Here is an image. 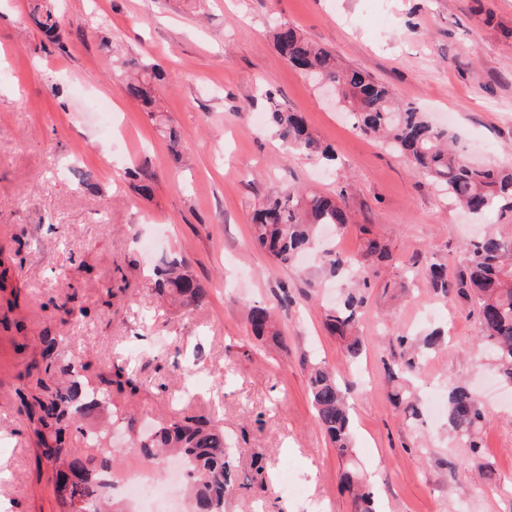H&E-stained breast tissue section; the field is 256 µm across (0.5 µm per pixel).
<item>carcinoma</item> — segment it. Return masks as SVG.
I'll list each match as a JSON object with an SVG mask.
<instances>
[{
  "instance_id": "obj_1",
  "label": "carcinoma",
  "mask_w": 512,
  "mask_h": 512,
  "mask_svg": "<svg viewBox=\"0 0 512 512\" xmlns=\"http://www.w3.org/2000/svg\"><path fill=\"white\" fill-rule=\"evenodd\" d=\"M27 15L43 33L48 43L64 49L60 40L61 18L57 0H27ZM277 49L294 68L314 80L336 84V90L352 108L354 125L366 135H380L393 151L411 161L415 169L437 184L448 200L475 215L495 212L502 224H512V165L488 167L468 162L456 149V137L448 129L434 125L419 108L396 103L387 86L370 73L357 68H341L333 54L302 38L294 28L280 25L273 32ZM166 74L157 65H141L125 79L127 97L148 112L151 119L160 112L157 98L159 85ZM271 106L268 119L274 134L286 145L306 156L332 162L335 150L323 144L310 131L305 117L290 111L267 93ZM332 224L339 231L349 226V216L337 200L312 191H298L283 197H270L254 213L253 239L276 263L290 265L297 255L312 248L319 225ZM391 257L388 244L378 237L364 239L355 256L334 249L323 252V270L336 277L345 272L356 274L354 287L342 303L326 310V329L343 341L351 358L360 355L363 336L359 330L361 310L367 294L377 287L378 263ZM434 291L443 297H460L473 306L478 325V340L487 350L498 376L512 385V236L487 232L467 242L460 268L448 276L447 265L432 261L427 265ZM155 290L162 295L174 292L192 306L206 303L208 290L189 276L184 263L171 258L155 269ZM249 321L253 334L282 339L274 321V307L258 304L250 307ZM445 333L434 330L421 344L401 335L396 337L403 350L401 361L388 369L393 383L392 398L409 417L421 415L407 389L409 378L419 372L425 357L434 350ZM61 337H41L44 346L43 368L38 370V393L17 390L30 418L36 421L35 433L43 457L55 466H64L75 480L55 487L62 506L75 512L74 505L84 504L86 512H112L103 488L112 468V449L105 436L87 431L84 419L107 408L109 390L90 388L81 379L85 365L55 363ZM108 385L118 392L135 393V379L115 371ZM308 389L318 427L329 437L346 467L342 484L350 491L354 512H379L375 492L352 463L353 427L346 402V392L337 375L328 367L315 363L308 370ZM448 431L453 439L475 451L482 447L481 431L487 413L472 390L459 382L448 386ZM77 431L97 453L77 455L69 450L67 437ZM167 452L177 453L188 473L191 512H224V494L230 475L229 457L224 447V429L205 418L173 417L140 436L139 453L155 463Z\"/></svg>"
}]
</instances>
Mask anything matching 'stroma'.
I'll use <instances>...</instances> for the list:
<instances>
[{
	"mask_svg": "<svg viewBox=\"0 0 512 512\" xmlns=\"http://www.w3.org/2000/svg\"><path fill=\"white\" fill-rule=\"evenodd\" d=\"M66 50L42 49L26 0H0V261L18 307L0 300V512H61L51 470L39 465L33 426L15 394L26 365L42 360L43 332L60 354L90 366L91 387L124 369L137 393L113 394L112 413L142 432L171 417L201 416L224 429L234 479L224 512H352L343 467L318 428L306 363L341 370L355 421V464L383 512H512V392L495 380L477 323L461 299L433 292L417 275L409 295L373 289L362 319L364 348L350 362L323 327L342 297L318 268L275 266L253 243L251 218L267 197L298 190L342 196L352 225L322 234L357 254L366 233L384 237L393 261L383 280L437 260L456 272L463 242L494 223L446 205L403 156L359 133L349 110L290 66L272 30L285 23L370 72L395 97L445 113L476 163L512 162V0H60ZM106 20L112 54L92 27ZM88 28L86 38L75 34ZM130 62L167 73L158 96L182 138L180 156L123 92ZM64 87L62 99L46 86ZM304 115L335 147L336 165L287 151L268 124L266 93ZM113 110L111 128L101 103ZM152 175L138 196L129 171ZM91 174L77 188L76 172ZM182 258L208 302L186 305L151 290L162 259ZM127 280L109 297L105 285ZM88 309L66 328L59 290ZM283 342L257 340L248 313L279 303ZM443 327L448 344L414 380L420 402L465 380L489 419L479 454L459 447L445 417H405L390 397L386 366L397 336Z\"/></svg>",
	"mask_w": 512,
	"mask_h": 512,
	"instance_id": "1",
	"label": "stroma"
}]
</instances>
